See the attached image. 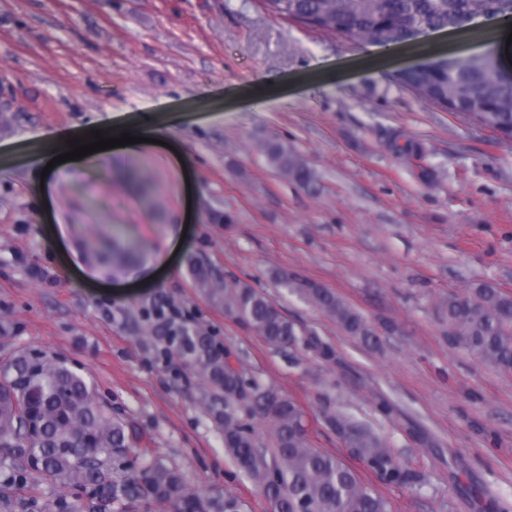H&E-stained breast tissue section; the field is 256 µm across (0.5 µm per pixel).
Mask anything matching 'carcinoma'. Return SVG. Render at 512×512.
Returning <instances> with one entry per match:
<instances>
[{"mask_svg":"<svg viewBox=\"0 0 512 512\" xmlns=\"http://www.w3.org/2000/svg\"><path fill=\"white\" fill-rule=\"evenodd\" d=\"M273 15L308 28L383 45L409 41L420 29L472 31L473 19L503 12L500 0H263ZM492 45L483 55L439 61L407 71L398 80L420 97L465 115L483 129L512 139V76L505 74ZM407 162L422 149L406 140L395 144ZM269 162L284 177L308 185L305 160L280 142L265 145ZM190 272L210 287L212 271L194 261ZM336 319L349 335L372 338L362 315L334 292L305 280L281 278ZM224 308L269 345L287 350L306 341L281 309L249 285L224 288ZM442 308L448 339L482 362L512 372V294L477 283L450 294ZM162 340L224 394V450L239 472L266 499L271 512H391L387 499L337 456L310 443L304 412L291 399L269 398L258 380L228 365L202 330L182 326ZM269 420L274 448L261 447L252 420ZM324 425L343 438L349 453L387 485L414 488L423 479L402 465L385 441L351 416L324 411ZM142 436L124 418L100 404L81 370L45 354H16L0 369V454L11 461L5 484L13 493L34 489L29 477L80 494L44 504L43 512H111L116 505L167 503L173 512H240L233 495L203 496L182 474L139 447Z\"/></svg>","mask_w":512,"mask_h":512,"instance_id":"cac0c4a2","label":"carcinoma"}]
</instances>
